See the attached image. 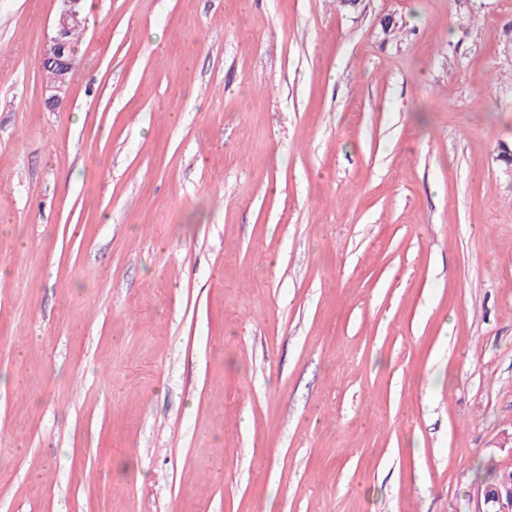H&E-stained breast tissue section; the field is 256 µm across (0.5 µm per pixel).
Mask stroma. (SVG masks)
<instances>
[{"label": "stroma", "instance_id": "obj_1", "mask_svg": "<svg viewBox=\"0 0 512 512\" xmlns=\"http://www.w3.org/2000/svg\"><path fill=\"white\" fill-rule=\"evenodd\" d=\"M0 0V512H474L512 469V0ZM61 2L62 8L55 21L54 33L48 37L41 56L43 69L47 79L51 82L68 80L71 68L66 70L48 68L56 66L68 68L74 65L75 52L73 49L77 46L82 33V28H74L82 24L79 9L81 0H63Z\"/></svg>", "mask_w": 512, "mask_h": 512}]
</instances>
